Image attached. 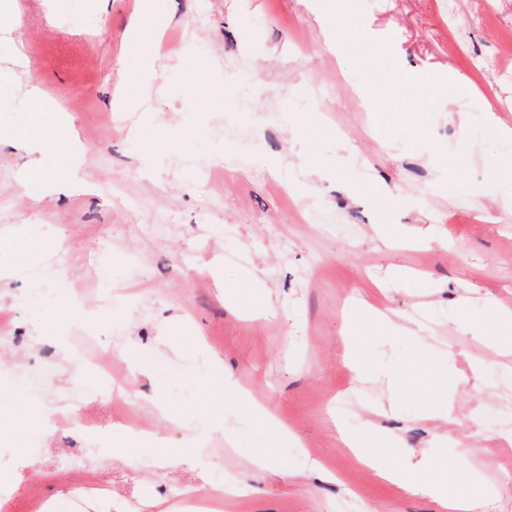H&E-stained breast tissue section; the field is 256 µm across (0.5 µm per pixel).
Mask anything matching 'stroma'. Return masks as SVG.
Here are the masks:
<instances>
[{
  "label": "stroma",
  "instance_id": "35a3bbf8",
  "mask_svg": "<svg viewBox=\"0 0 512 512\" xmlns=\"http://www.w3.org/2000/svg\"><path fill=\"white\" fill-rule=\"evenodd\" d=\"M344 3L372 38L360 57L328 49L314 0H154L164 36L150 49L128 40L139 0H0V25L13 23L14 46L58 107L30 111L0 70V134L21 125L64 150L57 115H70L86 183L80 194L47 184L33 202L17 178L29 156L0 149V232L28 250L17 267L0 244V315L11 316L0 324V470L32 412L89 393L79 416L33 445L22 483L0 487L11 512H31L35 497L74 512L88 482L106 492L82 512H155L158 500L195 512L220 487L243 492L244 512H440L360 464L337 440L334 412L367 447L392 435L402 449L433 450L438 469L422 480L447 477L449 490L483 494L487 512H512V435L479 421L512 397L500 388L512 352L497 346L512 324L494 316L512 312V181L498 168L512 146L485 124L491 112L512 127V0H455L451 14L444 0ZM142 109L152 129L141 128ZM259 150L279 176L255 163ZM362 184L393 204L357 194ZM407 271L427 286L406 287ZM366 285L368 302L415 322L423 343L362 314L361 353L415 389L371 377L340 411L352 380L343 316ZM464 300L484 317L485 338L457 330ZM57 312L67 336L91 329L111 349L126 407L111 408L92 373L37 338ZM444 351L447 364L430 369ZM44 359L53 379L27 390ZM220 366L278 410L294 441L241 410ZM462 372L452 427L438 394ZM217 416L225 434L209 431ZM139 421L150 429L129 466L112 450ZM158 439L197 455L199 473L164 466ZM461 442L470 485L455 467ZM271 448L277 467L250 464ZM65 461L69 478L51 479Z\"/></svg>",
  "mask_w": 512,
  "mask_h": 512
}]
</instances>
